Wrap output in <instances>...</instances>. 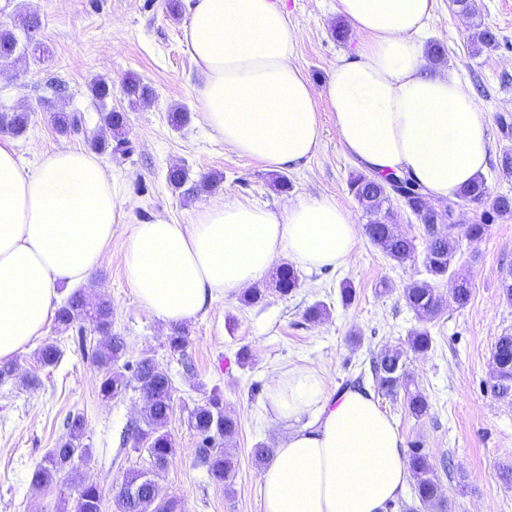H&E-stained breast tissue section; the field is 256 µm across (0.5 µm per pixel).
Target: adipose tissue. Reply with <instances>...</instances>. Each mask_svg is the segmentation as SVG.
Instances as JSON below:
<instances>
[{"label": "adipose tissue", "mask_w": 512, "mask_h": 512, "mask_svg": "<svg viewBox=\"0 0 512 512\" xmlns=\"http://www.w3.org/2000/svg\"><path fill=\"white\" fill-rule=\"evenodd\" d=\"M184 2L206 126L267 169L306 164L322 138L318 93L295 63L298 35L280 0ZM337 11L362 36L323 91L345 153L374 175L411 178L430 198L455 197L485 174L490 137L470 86L425 58L433 0H337ZM117 194L92 152L59 149L28 169L0 140V362L45 335L60 287L104 264ZM358 236L350 211L327 198L299 197L279 214L211 200L187 224L134 225L125 276L142 309L175 326L263 279L279 256L337 268ZM265 402L283 436L260 474L263 512H384L403 496L404 441L369 390L328 391L320 368L301 365L272 378Z\"/></svg>", "instance_id": "obj_1"}]
</instances>
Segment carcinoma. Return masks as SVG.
<instances>
[{
	"mask_svg": "<svg viewBox=\"0 0 512 512\" xmlns=\"http://www.w3.org/2000/svg\"><path fill=\"white\" fill-rule=\"evenodd\" d=\"M41 20L33 13L20 14L9 22H0V68L14 62L21 53L34 43L33 31L40 29ZM92 97L99 103L111 95V86L96 78L90 84ZM125 94L130 105H145L153 98L152 88L140 78L132 76L125 84ZM31 115L23 111H3L0 113V132L19 135L26 131ZM126 113L100 108L99 126L87 127L82 111L57 112L54 125L64 135L82 137L95 151L109 153L116 159L126 156L131 148L125 139ZM349 190L363 210L367 223L365 233L369 241L388 258L404 263L415 256L414 240L396 229L393 224L390 202L392 197L401 199L405 206L424 224L426 235L422 265L426 278L412 281L403 289L406 305L422 320L435 317L442 307V297L437 284L448 277L458 244L449 234L456 223V207L465 200L480 203L487 197L484 179L475 181L465 188L458 199H450L440 205L432 201L422 189L409 179L400 176L376 178L362 172L350 177ZM301 285L298 271L288 265L276 269L271 288L282 296L293 293ZM472 288L465 278L454 280L452 298L459 306L466 305ZM55 326L62 331L78 329L84 334L86 328L103 337L92 350V359L103 372L99 384L101 398L109 400L124 394L130 383L141 394L142 423L128 430L124 442H133V450L148 456V466L132 468L112 497L115 512H181L179 501L162 498L155 487L153 474L164 469L175 454L174 443L164 431L173 411L174 388L169 374L152 357H143L135 364H124L132 370V378L120 371L118 363L126 355L127 344L124 337L112 333V304L101 295H89L79 290L73 291L66 301L57 308ZM433 338L426 328L416 330L408 339L409 347L416 352L431 349ZM62 358V350L56 343H46L39 349V361L48 367L57 366ZM371 374L378 390L385 395H394L399 390L406 393V405L411 415L420 418L427 413L429 403L420 391L410 390L409 374L406 370L404 350L400 347L386 349L371 360ZM491 389L499 399L512 401V334L497 338L491 354ZM189 426L200 438L197 459L206 468L209 478L231 488L236 476V464L224 450L238 426V422L224 411V397L214 388L203 403L191 411ZM66 439L58 447L46 454L43 463L31 474L35 486L48 485L62 474H67L69 488L74 492V512H101L103 494L100 487L83 479L74 467L79 459L88 462L91 451L83 444L84 419L80 415L67 421ZM409 470L414 480V495L419 503L429 508L444 506L441 486L434 475V468L427 453L418 445L412 448L407 457Z\"/></svg>",
	"mask_w": 512,
	"mask_h": 512,
	"instance_id": "obj_1",
	"label": "carcinoma"
}]
</instances>
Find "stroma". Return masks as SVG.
I'll return each mask as SVG.
<instances>
[{"label":"stroma","instance_id":"obj_1","mask_svg":"<svg viewBox=\"0 0 512 512\" xmlns=\"http://www.w3.org/2000/svg\"><path fill=\"white\" fill-rule=\"evenodd\" d=\"M298 33L295 63L318 89L322 140L303 171L287 173V191L277 190L272 171L235 154L204 124L196 110L197 77L184 53V18L169 15L165 0H0V20L18 12L37 13L42 21L40 51L13 62L0 74V110L25 106L34 112L27 131L13 137L15 151L32 166L41 154L83 147L79 137L56 132L52 116L81 110L90 126L99 114L91 105L89 84L102 77L112 84L107 108L126 112L131 152L124 160L101 154V162L119 190L120 223L107 248V258L83 290L112 302V331L127 342L125 359L153 357L171 376L173 411L167 424L176 453L157 477L159 493L177 499L183 512H262L260 467L252 458L256 446H273L279 433L264 408L266 387L276 373L312 364L319 367L328 390L342 391L345 382L375 384L370 361L387 347L404 345L411 331L427 326L431 350L408 354L407 368L429 402L422 418L408 412L403 395L378 394L380 409L396 424L405 446L421 445L433 464L449 460L440 473L447 512H512V481L502 477L512 467V403L490 390V358L499 336L512 334V302L501 282L512 271V214L499 215L489 203H461L459 227L453 235L459 251L453 264L472 285L465 306L450 301L452 284L438 291L447 301L442 312L420 323L402 292L423 278L421 261H392L359 235L346 263L333 271L301 270V286L283 296L268 291L248 305L240 296L218 298L196 320L187 322L184 354L171 353L172 329L140 307L124 275V240L132 225L165 219L189 223L199 203L231 199L271 211L299 196L324 197L347 208L356 224L366 219L348 187L356 169L346 155L334 112L321 91L339 56L361 40L337 14L336 0H283ZM472 13H458L451 0H434L431 40L445 48L444 68L455 70L472 88L489 124L491 159L485 176L491 198L512 197V174L500 167L504 149H512V0H470ZM489 27L494 46L475 49L473 23ZM137 76L154 90L150 104L130 106L123 92L127 77ZM182 106L189 123L174 129L169 114ZM184 165L191 182L219 174L213 192L186 193L166 181L168 169ZM489 224L478 242L465 239L466 224ZM356 289L353 304L340 300V286ZM330 314L311 323L304 312L315 302ZM57 343L61 362L42 366L37 358L43 342ZM251 358L239 365V349ZM16 378L0 383V512H71L73 497L65 478L35 488L31 473L65 435L66 417L82 415L84 444L92 453L83 477L104 491L102 512H112V497L125 473L147 464L146 453L122 446L126 428L141 418L139 391L128 390L112 400L99 394L100 375L84 354L75 332L48 325L15 357ZM192 372H185L184 361ZM219 388L224 410L236 418L238 431L227 450L237 462L232 489L213 482L196 459L198 437L188 425L190 412L206 392Z\"/></svg>","mask_w":512,"mask_h":512}]
</instances>
